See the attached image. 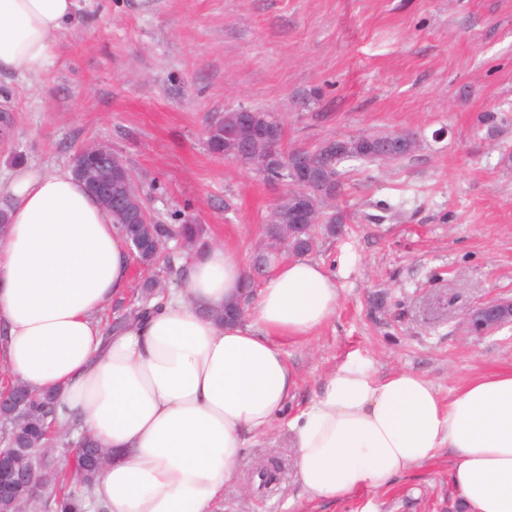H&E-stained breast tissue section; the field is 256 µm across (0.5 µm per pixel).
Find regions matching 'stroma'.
<instances>
[{"label":"stroma","instance_id":"1","mask_svg":"<svg viewBox=\"0 0 512 512\" xmlns=\"http://www.w3.org/2000/svg\"><path fill=\"white\" fill-rule=\"evenodd\" d=\"M0 177L20 163L71 166L110 143L165 224H201L253 263L286 188L212 154L210 117L269 109L285 145L376 131L417 133L401 162L349 172V226L314 261L335 277L334 315L283 342L300 386L285 420L248 448L215 512H460L452 459L336 504L292 479L286 420L351 358L376 376L422 374L448 396L512 368V324L462 328L479 302L512 298V0H80L65 43L35 85L0 77ZM500 118L488 138L480 115Z\"/></svg>","mask_w":512,"mask_h":512}]
</instances>
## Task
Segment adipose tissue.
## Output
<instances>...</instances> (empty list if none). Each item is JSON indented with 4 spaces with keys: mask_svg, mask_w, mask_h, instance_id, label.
<instances>
[{
    "mask_svg": "<svg viewBox=\"0 0 512 512\" xmlns=\"http://www.w3.org/2000/svg\"><path fill=\"white\" fill-rule=\"evenodd\" d=\"M78 0H0V74L26 82L51 66ZM0 370L58 393L70 421L111 449L94 495L103 512H213L252 441L299 385L282 342L335 312L320 263H276L247 319L208 317L250 286L241 253L195 252L187 283L160 310L104 339L99 314L129 284L131 253L111 213L71 168L30 164L0 179ZM303 494L336 501L443 453L465 512H512V370L484 372L442 398L427 378H375L351 359L288 424Z\"/></svg>",
    "mask_w": 512,
    "mask_h": 512,
    "instance_id": "obj_1",
    "label": "adipose tissue"
}]
</instances>
